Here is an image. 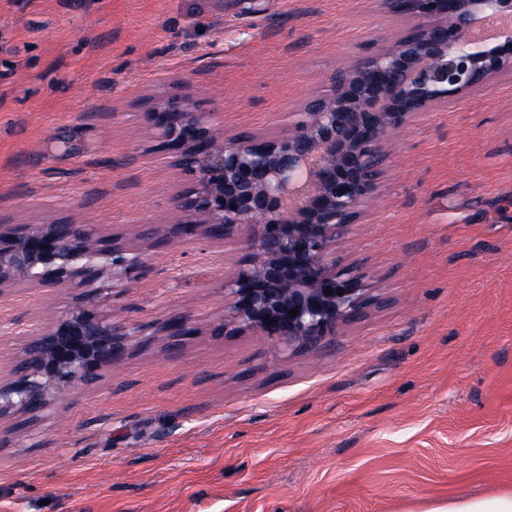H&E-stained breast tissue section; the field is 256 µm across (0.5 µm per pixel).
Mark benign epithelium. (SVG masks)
Wrapping results in <instances>:
<instances>
[{
  "label": "benign epithelium",
  "instance_id": "1",
  "mask_svg": "<svg viewBox=\"0 0 512 512\" xmlns=\"http://www.w3.org/2000/svg\"><path fill=\"white\" fill-rule=\"evenodd\" d=\"M412 20L390 49L332 78V93L308 99L299 119L270 136L219 140L214 111L180 96L151 113L162 148L191 177L172 224H143L140 237L217 243L250 229L247 261L224 280V334L250 331L284 346L316 348L373 304L365 275L341 267L336 242L377 193L387 153L384 136L469 89L512 72V34L486 43L481 24L512 17V0H382ZM117 248L98 245L82 224H26L0 230V298L15 287L61 288L79 281L83 303L51 328L31 332L26 354L0 371V420L36 414L76 383H91L118 365L146 328L95 310L97 282L134 265ZM332 294H326V291ZM297 315L289 316L291 310ZM171 347L195 329L188 314L160 328Z\"/></svg>",
  "mask_w": 512,
  "mask_h": 512
}]
</instances>
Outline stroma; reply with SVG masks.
I'll list each match as a JSON object with an SVG mask.
<instances>
[{
	"label": "stroma",
	"mask_w": 512,
	"mask_h": 512,
	"mask_svg": "<svg viewBox=\"0 0 512 512\" xmlns=\"http://www.w3.org/2000/svg\"><path fill=\"white\" fill-rule=\"evenodd\" d=\"M410 26L380 0H0V225L65 221L141 263L97 310L154 331L0 420V512H431L512 492V73L388 135L337 244L387 298L316 349L226 335L240 243L141 239L189 185L149 119L188 96L269 135ZM80 288L0 299V365ZM191 315L176 350L156 330Z\"/></svg>",
	"instance_id": "1"
}]
</instances>
